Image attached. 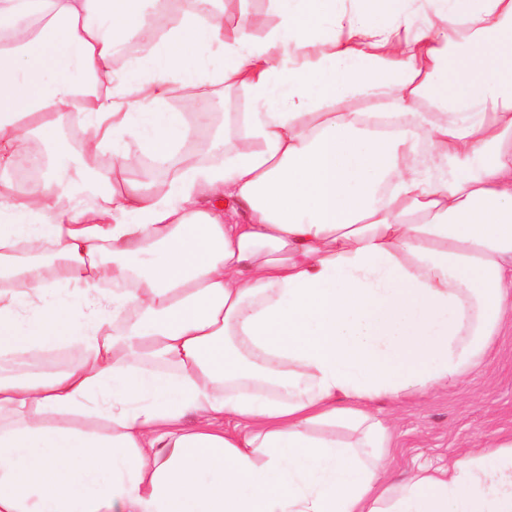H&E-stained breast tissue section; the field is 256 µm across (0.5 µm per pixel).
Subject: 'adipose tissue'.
I'll return each instance as SVG.
<instances>
[{"label":"adipose tissue","mask_w":512,"mask_h":512,"mask_svg":"<svg viewBox=\"0 0 512 512\" xmlns=\"http://www.w3.org/2000/svg\"><path fill=\"white\" fill-rule=\"evenodd\" d=\"M271 2L256 42L224 0H0V512H512V439L393 481L371 411L512 318V0ZM177 84L254 107L163 192L118 180L124 136L197 133ZM77 121L98 208L9 177Z\"/></svg>","instance_id":"ef3b65f1"}]
</instances>
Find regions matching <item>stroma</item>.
<instances>
[{
  "label": "stroma",
  "mask_w": 512,
  "mask_h": 512,
  "mask_svg": "<svg viewBox=\"0 0 512 512\" xmlns=\"http://www.w3.org/2000/svg\"><path fill=\"white\" fill-rule=\"evenodd\" d=\"M376 416L393 428L390 475L398 480L419 462L450 461L512 437V326L504 327L481 362L459 382L439 385Z\"/></svg>",
  "instance_id": "obj_1"
}]
</instances>
